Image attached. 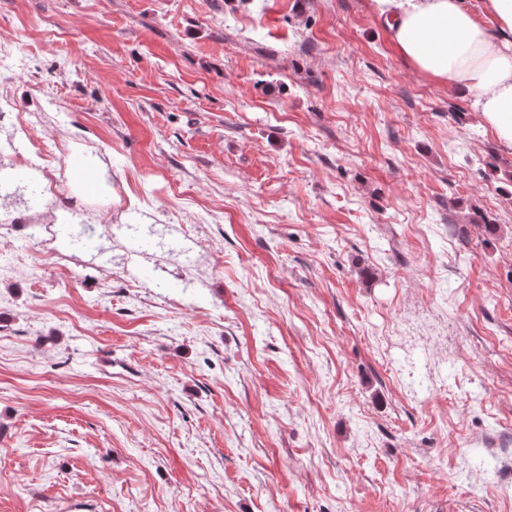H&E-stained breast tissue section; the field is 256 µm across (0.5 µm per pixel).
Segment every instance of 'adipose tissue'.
Listing matches in <instances>:
<instances>
[{"label": "adipose tissue", "instance_id": "ef3b65f1", "mask_svg": "<svg viewBox=\"0 0 512 512\" xmlns=\"http://www.w3.org/2000/svg\"><path fill=\"white\" fill-rule=\"evenodd\" d=\"M369 9L416 72L466 89L512 143V0H369Z\"/></svg>", "mask_w": 512, "mask_h": 512}]
</instances>
